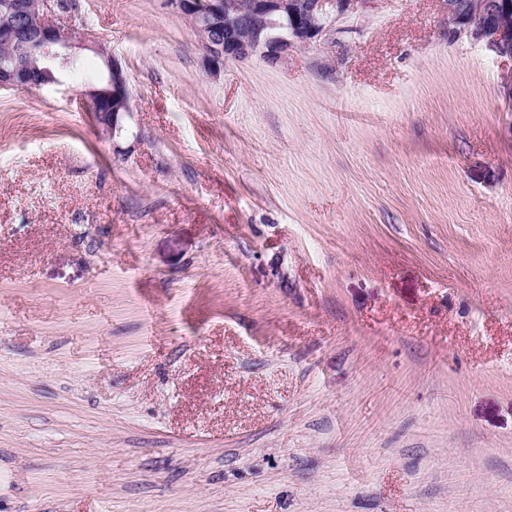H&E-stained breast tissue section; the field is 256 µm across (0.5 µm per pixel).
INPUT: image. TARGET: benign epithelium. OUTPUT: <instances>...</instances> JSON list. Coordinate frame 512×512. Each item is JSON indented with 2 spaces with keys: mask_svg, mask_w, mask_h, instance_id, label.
Wrapping results in <instances>:
<instances>
[{
  "mask_svg": "<svg viewBox=\"0 0 512 512\" xmlns=\"http://www.w3.org/2000/svg\"><path fill=\"white\" fill-rule=\"evenodd\" d=\"M189 22L211 65L245 60L256 54L278 59L297 45H308L331 31L333 23L359 17L376 0H171ZM61 10L58 0H38V18L17 15L0 26V42L13 46L28 60L25 66H0V87L28 86L41 75L48 84L50 67L66 68L76 34L75 24L61 25L51 13ZM512 11L509 0H448V35L484 44L496 56L512 59V24L501 15ZM106 73L95 86L83 91L90 106H108L112 134L123 130L119 117L132 112L128 77L122 63L100 48Z\"/></svg>",
  "mask_w": 512,
  "mask_h": 512,
  "instance_id": "benign-epithelium-1",
  "label": "benign epithelium"
}]
</instances>
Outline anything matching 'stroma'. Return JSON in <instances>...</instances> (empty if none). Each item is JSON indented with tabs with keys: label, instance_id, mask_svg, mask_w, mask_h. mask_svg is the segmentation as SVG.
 I'll list each match as a JSON object with an SVG mask.
<instances>
[{
	"label": "stroma",
	"instance_id": "obj_1",
	"mask_svg": "<svg viewBox=\"0 0 512 512\" xmlns=\"http://www.w3.org/2000/svg\"><path fill=\"white\" fill-rule=\"evenodd\" d=\"M77 4L0 89V512H512V59L445 0L217 69ZM102 55L106 63L105 76L97 86L89 87L83 91L82 95L87 98L93 108H98L103 103L108 106L110 112L104 108L98 109L97 112L100 114L105 112L108 115L111 134L114 137L123 130V126L119 124V117L132 112L131 93L128 77L121 61L107 50H103ZM100 114L98 115L101 119L98 117V120L101 124H105L106 118Z\"/></svg>",
	"mask_w": 512,
	"mask_h": 512
}]
</instances>
